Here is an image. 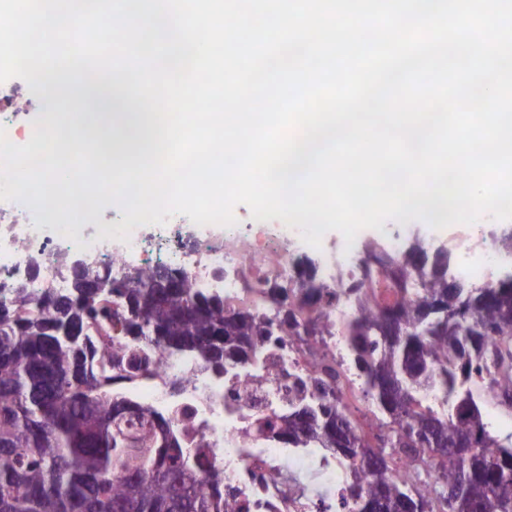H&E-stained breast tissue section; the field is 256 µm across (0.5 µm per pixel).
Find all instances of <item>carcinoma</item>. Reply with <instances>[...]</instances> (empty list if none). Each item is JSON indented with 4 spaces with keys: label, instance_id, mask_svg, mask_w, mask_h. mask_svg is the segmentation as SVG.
I'll list each match as a JSON object with an SVG mask.
<instances>
[{
    "label": "carcinoma",
    "instance_id": "cac0c4a2",
    "mask_svg": "<svg viewBox=\"0 0 512 512\" xmlns=\"http://www.w3.org/2000/svg\"><path fill=\"white\" fill-rule=\"evenodd\" d=\"M81 107L112 111L100 88ZM429 253L417 239L403 264L423 268ZM57 262L72 271L68 293L37 299L18 282L0 300V512H238V489L224 481L211 441L185 447L162 414L114 392L85 360L123 359L128 373L143 374L150 354L131 341L147 339L233 377L237 362L259 354L255 340L269 323L174 269L148 267L106 294L96 280L109 269L89 262L79 272L66 254ZM293 264L303 267L302 300L322 309L328 293L312 263ZM330 333L320 314L301 335ZM506 336L512 276L468 298L442 271L390 311L363 300L345 326L346 357L380 433L339 410L341 373L330 363L317 393L259 415L254 427L289 448H320L350 470L351 512H512V445L491 433L472 391L477 352ZM435 453L446 461L426 488L398 475L403 462Z\"/></svg>",
    "mask_w": 512,
    "mask_h": 512
}]
</instances>
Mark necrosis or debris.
Returning a JSON list of instances; mask_svg holds the SVG:
<instances>
[{"label": "necrosis or debris", "instance_id": "1", "mask_svg": "<svg viewBox=\"0 0 512 512\" xmlns=\"http://www.w3.org/2000/svg\"><path fill=\"white\" fill-rule=\"evenodd\" d=\"M27 108L16 79L0 83V127L16 145L27 143L33 128L19 119ZM102 208L93 195L76 192L65 197L51 189L44 207L21 201H0V297L8 295L15 281H28L34 296L45 290L65 292L70 285L68 269L59 267L56 255H93L109 268L114 281L144 269L147 253H158L164 266L179 269L202 291L222 289L228 301L245 300L255 311L275 317L274 302L260 296L256 288L264 276L288 284L294 277L293 256L313 252L318 276L331 299L325 310L333 330L330 335L306 345L285 338L267 347L268 371L263 380L251 379L249 369H241L236 381H224L204 371L193 354L156 357L150 375L129 385V398L152 405L165 417L186 429L189 435L206 434L216 440L214 453L225 473L241 492L247 512H348L346 477L341 468L322 460L318 448H286L268 440L246 439L242 431L251 415L265 412L262 403L250 401L257 386H276L282 377L295 373L307 380L317 379L319 356H342L345 349L343 328L354 314L357 303L348 295L349 281L361 280L368 296L390 305L402 298L405 290L417 288L416 273L403 269L397 259L415 237L412 224H387L374 232L387 265L377 264L367 243L357 240L346 245L336 240L329 246L310 249L299 229L268 221L263 224H237L221 229L215 236L186 237L181 227L186 218L176 215L151 233L133 226L128 241L103 236L98 223ZM448 250L455 260L448 267L450 276L467 280L479 288L494 285L504 274H512V247H503L495 233L483 232L470 239L449 240ZM41 255L39 266H32V255ZM196 377V387L182 389L178 380ZM317 463L330 484L323 500L300 493L284 495L280 483L272 480L278 472L300 477L304 465Z\"/></svg>", "mask_w": 512, "mask_h": 512}]
</instances>
